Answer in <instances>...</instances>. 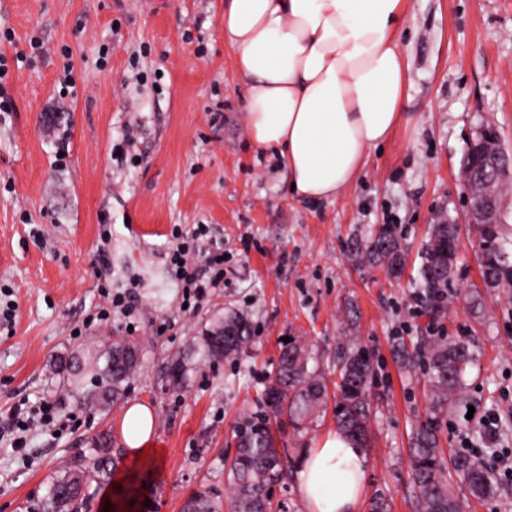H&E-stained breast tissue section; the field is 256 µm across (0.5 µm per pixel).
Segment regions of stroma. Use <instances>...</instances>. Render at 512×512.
I'll list each match as a JSON object with an SVG mask.
<instances>
[{"mask_svg": "<svg viewBox=\"0 0 512 512\" xmlns=\"http://www.w3.org/2000/svg\"><path fill=\"white\" fill-rule=\"evenodd\" d=\"M405 10V120L355 184L311 202L289 196L278 156L249 138L224 0H0V31L12 33L0 40L9 66L0 83L13 102L0 113V290L17 307L12 330L0 329V417L47 393L67 419L59 431H32L21 451L0 443V512H42L53 478L92 457L103 434L110 462L78 512H182L203 490L229 500L236 429L265 411L287 337L310 351L329 397L307 431L274 429L289 461L274 512H307L297 467L336 430L342 345L366 348L376 370L355 512L375 497L390 512H415L408 448L427 420L445 460L461 434L484 442L469 407L498 412V445L512 448V295L484 287L469 225L447 315L422 314L412 288L428 225L466 210L470 138L492 126L512 151V0H406ZM67 60L75 88L63 97ZM390 223L407 247L398 279L352 254L356 239ZM199 224L231 260L224 290L186 311L169 238ZM104 290L130 295L131 319L94 321ZM231 314L247 317L248 348L204 358L203 336ZM433 334L471 341L475 355L461 399L438 413L424 361L407 369L394 353L395 338L412 345ZM122 338L139 344L141 364L122 404L103 412L90 402L94 380L73 384L57 363ZM178 355L189 372L175 389L167 367ZM131 403L155 414V462L125 454L120 420ZM453 485L462 512H512V482L494 481L478 501L461 478Z\"/></svg>", "mask_w": 512, "mask_h": 512, "instance_id": "1", "label": "stroma"}]
</instances>
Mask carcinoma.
Returning a JSON list of instances; mask_svg holds the SVG:
<instances>
[{"label": "carcinoma", "instance_id": "obj_1", "mask_svg": "<svg viewBox=\"0 0 512 512\" xmlns=\"http://www.w3.org/2000/svg\"><path fill=\"white\" fill-rule=\"evenodd\" d=\"M459 225H429L428 237L421 252L419 281L415 297L420 308L430 317L438 319L448 310V296L455 278L457 251L449 243L458 239ZM477 233L486 254L482 278L488 288L512 290V267L503 256L506 250L501 225L482 224ZM353 256L363 264L380 265L388 274L397 278L405 264L402 237L397 227L382 224L360 241L353 243ZM251 340V326L247 318L230 315L214 322L203 336V355L220 359L239 354L247 349ZM427 373L432 391L433 407L442 408L448 399L461 395L464 376L474 357L470 345L462 340L450 341L435 336L424 347ZM310 353L305 346L294 341L288 344L279 358L278 367L263 392L268 414L248 418L236 434L235 456L227 463L230 499L234 512H268L267 486L279 481L282 459L270 417L287 416L295 430H305L313 423L327 395L323 378L308 368ZM104 365H99V362ZM139 364V349L135 342L121 339L114 341L102 352L89 357L85 366L75 368L78 379L87 370L95 372V403L103 410L117 404L125 393V383ZM339 391L336 426L340 433L351 438L358 447L368 443L371 386L375 368L370 353L365 349L351 348L339 356ZM168 381L175 387L182 386L186 375L185 360L170 364ZM96 462L89 464L83 457L70 463L64 474L50 485L43 512H78L79 496L58 497L72 484L84 486L91 472H99L107 462V448L99 443ZM410 475L416 489L417 512H460L459 499L445 475L439 458V439L431 422L418 426L413 432L408 448ZM453 469L463 475L472 495L484 497L492 485L485 471L466 456L452 462ZM183 512H222V503L213 496L199 492L191 495Z\"/></svg>", "mask_w": 512, "mask_h": 512}]
</instances>
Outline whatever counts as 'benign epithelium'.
I'll list each match as a JSON object with an SVG mask.
<instances>
[{
  "label": "benign epithelium",
  "mask_w": 512,
  "mask_h": 512,
  "mask_svg": "<svg viewBox=\"0 0 512 512\" xmlns=\"http://www.w3.org/2000/svg\"><path fill=\"white\" fill-rule=\"evenodd\" d=\"M470 150L463 164L464 182H470L474 173H479L480 190L485 203L468 205L463 215L465 224H502L504 214L500 190L501 183L512 176V166L503 151L499 136L484 128L470 140Z\"/></svg>",
  "instance_id": "benign-epithelium-1"
}]
</instances>
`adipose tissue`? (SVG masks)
<instances>
[{"mask_svg": "<svg viewBox=\"0 0 512 512\" xmlns=\"http://www.w3.org/2000/svg\"><path fill=\"white\" fill-rule=\"evenodd\" d=\"M405 0H224V42L246 84L249 136L274 150L292 196H337L403 121L409 64L402 51ZM155 415L128 405L121 432L130 459L151 446ZM365 456L339 434L298 465L308 512H353Z\"/></svg>", "mask_w": 512, "mask_h": 512, "instance_id": "adipose-tissue-1", "label": "adipose tissue"}]
</instances>
